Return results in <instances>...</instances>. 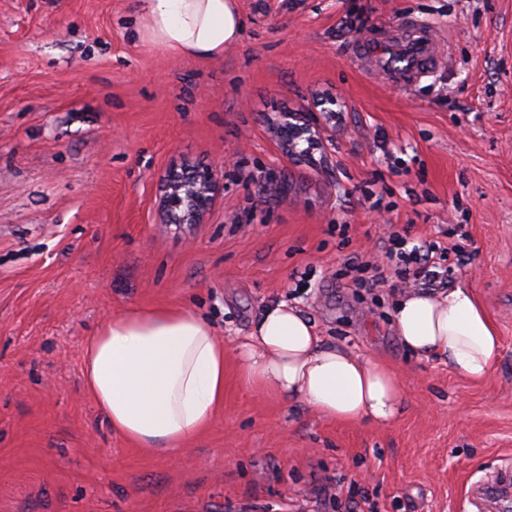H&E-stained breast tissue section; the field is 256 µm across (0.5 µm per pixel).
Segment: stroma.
<instances>
[{"mask_svg": "<svg viewBox=\"0 0 512 512\" xmlns=\"http://www.w3.org/2000/svg\"><path fill=\"white\" fill-rule=\"evenodd\" d=\"M238 4L239 41L202 59L151 43L141 0H0V512H487L481 484L512 478V0ZM407 18L446 57L400 88L356 56ZM310 113L318 149L284 146ZM185 164L224 191L205 223H160ZM393 233L495 322L486 379L401 346L393 267L355 285ZM280 301L392 364L396 422L253 392L229 354L210 428L158 457L85 389L84 343L116 313L183 305L228 343Z\"/></svg>", "mask_w": 512, "mask_h": 512, "instance_id": "35a3bbf8", "label": "stroma"}]
</instances>
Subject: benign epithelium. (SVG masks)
<instances>
[{
  "label": "benign epithelium",
  "mask_w": 512,
  "mask_h": 512,
  "mask_svg": "<svg viewBox=\"0 0 512 512\" xmlns=\"http://www.w3.org/2000/svg\"><path fill=\"white\" fill-rule=\"evenodd\" d=\"M223 191L213 167L170 169L162 178L160 210L163 224H201Z\"/></svg>",
  "instance_id": "benign-epithelium-1"
}]
</instances>
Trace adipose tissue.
Wrapping results in <instances>:
<instances>
[{"label": "adipose tissue", "instance_id": "adipose-tissue-1", "mask_svg": "<svg viewBox=\"0 0 512 512\" xmlns=\"http://www.w3.org/2000/svg\"><path fill=\"white\" fill-rule=\"evenodd\" d=\"M146 36L181 55L213 59L237 42V0H143ZM401 344L437 356L466 378L491 372L497 328L470 288L400 297L392 309ZM233 352L249 386L340 422H393L404 393L385 363L326 344L287 302L266 307L248 336L226 349L211 325L184 307L130 309L112 316L83 348L87 392L113 433L166 456L207 430L224 404V356Z\"/></svg>", "mask_w": 512, "mask_h": 512}]
</instances>
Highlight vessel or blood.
I'll use <instances>...</instances> for the list:
<instances>
[{"instance_id": "1", "label": "vessel or blood", "mask_w": 512, "mask_h": 512, "mask_svg": "<svg viewBox=\"0 0 512 512\" xmlns=\"http://www.w3.org/2000/svg\"><path fill=\"white\" fill-rule=\"evenodd\" d=\"M407 30V37L400 39L364 37L358 51L360 62L402 86L427 76L444 58V41L422 25L412 23Z\"/></svg>"}]
</instances>
